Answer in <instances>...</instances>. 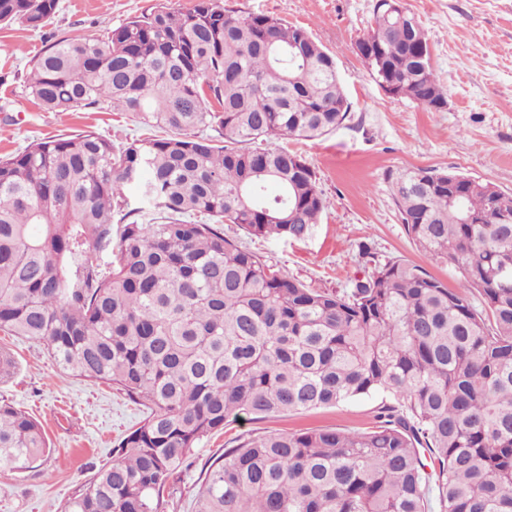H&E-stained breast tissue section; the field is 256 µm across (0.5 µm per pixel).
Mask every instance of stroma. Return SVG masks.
Wrapping results in <instances>:
<instances>
[{"instance_id":"1","label":"stroma","mask_w":512,"mask_h":512,"mask_svg":"<svg viewBox=\"0 0 512 512\" xmlns=\"http://www.w3.org/2000/svg\"><path fill=\"white\" fill-rule=\"evenodd\" d=\"M157 0H59L50 23L33 31L15 23L0 27V157L54 136L94 131L119 143L155 130L131 113L83 108L46 112L24 91L32 59L55 39L104 35ZM420 19L434 73L447 106L429 111L386 93L371 78L355 44L373 23L374 0H223L237 14L262 13L303 27L334 55L352 103L350 118L319 141L289 140L314 169L328 207L313 236L299 242L247 236L224 227L272 268L307 287L342 290L374 266L400 257L459 284L453 265L427 263L408 236L389 175L413 167L455 170L512 193V0H405ZM371 246L370 259L359 255ZM19 368L0 382V403H9L44 426L51 454L19 472L0 467V512H60L100 465L111 462L119 441L140 426L147 408L106 385L62 373L42 345L0 333ZM380 396L336 407L263 419L241 418L204 438L183 470L172 512L190 504L210 457L236 440L271 432L372 426Z\"/></svg>"}]
</instances>
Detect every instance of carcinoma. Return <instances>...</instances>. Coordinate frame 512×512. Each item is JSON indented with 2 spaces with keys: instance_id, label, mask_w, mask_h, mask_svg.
<instances>
[{
  "instance_id": "cac0c4a2",
  "label": "carcinoma",
  "mask_w": 512,
  "mask_h": 512,
  "mask_svg": "<svg viewBox=\"0 0 512 512\" xmlns=\"http://www.w3.org/2000/svg\"><path fill=\"white\" fill-rule=\"evenodd\" d=\"M59 0H0L40 30ZM375 0L357 45L388 94L447 106L408 8ZM25 92L46 112H129L166 136L91 131L0 158V332L150 413L61 512H166L196 446L243 415L271 418L384 394L364 432L269 433L224 449L192 512H512V194L457 171L391 175L407 234L456 290L394 258L339 291L309 288L224 236L301 241L326 209L306 159L352 104L303 28L222 0L165 3L101 39L59 38ZM210 129L214 136H203ZM274 185L278 192H268ZM475 290L480 305L469 299ZM17 358L0 344V382ZM50 452L42 424L0 404V464Z\"/></svg>"
}]
</instances>
